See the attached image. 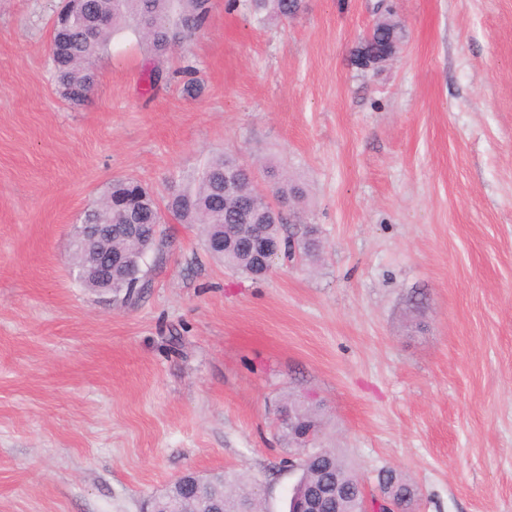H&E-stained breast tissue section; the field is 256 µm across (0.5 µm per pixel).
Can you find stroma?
<instances>
[{
	"mask_svg": "<svg viewBox=\"0 0 512 512\" xmlns=\"http://www.w3.org/2000/svg\"><path fill=\"white\" fill-rule=\"evenodd\" d=\"M375 0H307L257 23L212 0L153 92L131 32L85 105L49 71L60 0H0V512H142L188 471L251 477L287 512L298 472L284 398L312 394L322 444L416 512H512V0H391L402 53L350 54ZM228 153L303 188L318 256L264 278L225 269L168 221L126 301L84 287L70 243L134 178L158 197Z\"/></svg>",
	"mask_w": 512,
	"mask_h": 512,
	"instance_id": "1",
	"label": "stroma"
}]
</instances>
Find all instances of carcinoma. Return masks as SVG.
I'll return each instance as SVG.
<instances>
[{
	"label": "carcinoma",
	"instance_id": "1",
	"mask_svg": "<svg viewBox=\"0 0 512 512\" xmlns=\"http://www.w3.org/2000/svg\"><path fill=\"white\" fill-rule=\"evenodd\" d=\"M305 8L306 0H225L227 11L246 10L262 24L273 18H293ZM210 9L211 0H80L73 7L63 5L58 13H68V24L64 30L52 32L49 46L52 80L60 96L73 108L87 101L96 83L93 62L107 49L112 35L129 23L133 24L135 35L159 59L149 71L150 82H169L170 75L160 59L199 34L206 27ZM374 38L373 42L357 44L355 51L363 47L373 50L388 40L395 41L400 50L405 30L399 23H378ZM109 193L123 199L124 206L112 210L102 199L84 214V220L114 228L119 224L142 225L137 235L120 237L114 245L133 257L149 254L153 264L161 258L162 241L153 237L152 225L161 223L164 214L181 224L199 225L206 243L225 242L222 247L209 246L207 250L221 259L225 267L247 276L258 275V268L245 244L246 229L235 228L242 222L259 225L265 237L279 245L286 257L292 255L295 243L305 256L318 249L314 230L306 232L309 239L295 241L283 233V224L287 223L284 212L270 208L273 200L285 208L293 206L302 197V188L283 179L263 192L237 158L229 154L210 157L193 177L192 187L169 194L162 204L148 188L133 180L112 183ZM112 292L123 294L125 300L133 298L134 293L127 288L126 269L112 270ZM290 405L309 425L321 427L315 406L295 400ZM325 454V462L317 458L304 461L293 494L328 476L345 485L357 480V475L335 452L327 449ZM393 479L397 492L408 497L407 504H412L417 491L415 484L398 471ZM255 500L257 492L252 481L235 473H224V512H239L247 502Z\"/></svg>",
	"mask_w": 512,
	"mask_h": 512
}]
</instances>
